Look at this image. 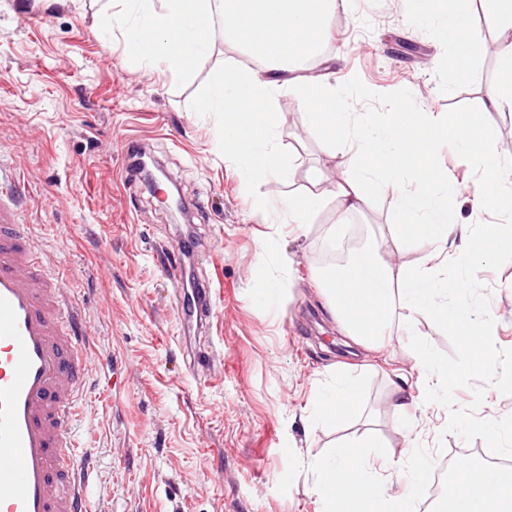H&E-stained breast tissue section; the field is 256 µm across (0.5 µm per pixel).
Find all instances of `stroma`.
Masks as SVG:
<instances>
[{
    "mask_svg": "<svg viewBox=\"0 0 512 512\" xmlns=\"http://www.w3.org/2000/svg\"><path fill=\"white\" fill-rule=\"evenodd\" d=\"M100 0H0V162L23 176L18 188L44 264L79 296L93 333V374L73 433L87 443L97 474L91 512H322L315 459L343 441L373 437L392 462L384 491L395 512L420 490L417 463L454 448L486 445L487 421L512 416V257L462 272L479 290L474 317L497 334L481 362L435 317L413 320L385 349L340 332L321 291L323 241L341 245L352 228L386 233L391 199L346 216L331 193L344 152L322 150L289 96L277 113L278 142L295 159L291 181H268V197L304 196L307 171L323 168L327 198L304 234L284 214L250 215L235 163L214 144L218 122L204 94L227 67L255 68L245 47L216 36L190 75L140 67L125 40L130 19L101 26ZM481 44L457 82L450 46L416 17L415 0H348L336 9L330 43L302 72L345 88L370 89L361 112H382L408 90L434 113L476 112L468 133L512 146V111H484L504 34L474 6ZM136 140L179 186L190 214L171 223L141 179L123 181ZM294 260L284 271L283 256ZM211 289L204 320L178 312L185 271ZM281 293L268 298L269 288ZM428 349L462 392L449 406L418 400L415 350ZM415 403L400 411L398 376ZM355 379L359 394L340 419L317 414L326 389Z\"/></svg>",
    "mask_w": 512,
    "mask_h": 512,
    "instance_id": "1",
    "label": "stroma"
}]
</instances>
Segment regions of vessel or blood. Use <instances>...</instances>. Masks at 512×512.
<instances>
[{"instance_id":"1","label":"vessel or blood","mask_w":512,"mask_h":512,"mask_svg":"<svg viewBox=\"0 0 512 512\" xmlns=\"http://www.w3.org/2000/svg\"><path fill=\"white\" fill-rule=\"evenodd\" d=\"M75 293L48 275L19 199L0 196V512H90L73 438L89 378Z\"/></svg>"}]
</instances>
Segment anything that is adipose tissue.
<instances>
[{
    "label": "adipose tissue",
    "mask_w": 512,
    "mask_h": 512,
    "mask_svg": "<svg viewBox=\"0 0 512 512\" xmlns=\"http://www.w3.org/2000/svg\"><path fill=\"white\" fill-rule=\"evenodd\" d=\"M471 3L418 0L419 15L431 20L439 38L462 61L469 59L478 39ZM113 6L139 18L127 37L144 66L190 74L219 33L255 54L258 70H225L205 97L206 111L220 117L216 145L237 165L245 189L252 192L254 220L267 221L279 209L301 233L323 204L316 191L275 202L253 191L254 185L285 179L294 170L293 157L277 144L279 98L287 93L323 148L340 147L348 155L334 190L342 214L361 213L373 197L391 196L392 240L418 248L423 259L411 268H394L383 258L384 241L373 237L351 252L345 264L323 268V291L346 336L370 349L384 348L399 304L417 316L441 317L469 347L495 355L494 324L475 321L458 298L463 291L475 293L476 283L448 276L449 267L465 269L512 253V151L463 135L462 127L477 125L476 115L441 117L423 111L403 93L394 95L389 111L353 112L335 85L297 75L302 63L321 52L337 0H113ZM218 18L223 24L217 32L213 24ZM498 64L499 77L486 89V100L492 109H511V38L501 41ZM421 141L432 149L452 144L476 160L479 178L454 184L446 167L431 161L416 166L414 148ZM464 195L480 207L505 213V220L473 231L459 217L457 200ZM375 467L370 455L343 450L315 461L323 512H342L343 504L353 501L365 502V512H388L382 485L369 479ZM459 471L472 490L449 494L448 512H512L511 474L471 459Z\"/></svg>",
    "instance_id": "adipose-tissue-1"
}]
</instances>
